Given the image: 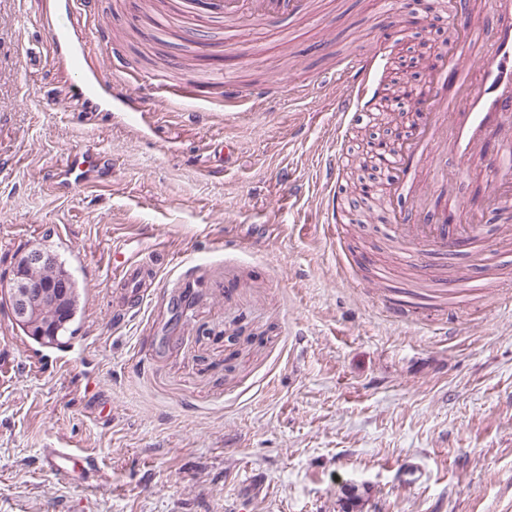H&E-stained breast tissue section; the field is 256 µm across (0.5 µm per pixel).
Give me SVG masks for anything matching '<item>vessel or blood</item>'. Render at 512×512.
Listing matches in <instances>:
<instances>
[{
	"mask_svg": "<svg viewBox=\"0 0 512 512\" xmlns=\"http://www.w3.org/2000/svg\"><path fill=\"white\" fill-rule=\"evenodd\" d=\"M216 18L248 17L276 20L295 17L307 12L309 0H208ZM457 29L452 43L442 51L441 67L419 98L421 118L415 130L389 159L385 168L394 175L388 200L392 204L391 221L400 226L407 247L404 259L417 267L420 277L433 278L434 270L427 259L433 255L454 253L462 243L473 245L484 265H494L499 250L488 251L483 246L486 228L469 223L473 208L470 201L448 202V178L439 162L441 133H448L449 144L460 167L458 177L474 171L486 174V197L494 204L512 205V0H485L483 9L470 7L469 0H456L449 9ZM493 24L494 39L481 55L474 56L473 41L476 24ZM477 57L475 66L465 67L464 61ZM64 67L85 72V94L97 97L108 90L118 108L130 109L131 96L119 86L105 88L97 70L89 69L83 49L70 51L62 59ZM379 55L347 58L340 71L346 87L340 95L338 109L343 114L369 111L375 108L380 95L373 87L372 75L380 66ZM416 187L431 189L430 221L414 224L397 203ZM112 276L129 289L131 296L144 297L143 284L155 278L145 256L114 252ZM44 462L49 469L72 474L88 472L86 457L69 451L65 444L48 447Z\"/></svg>",
	"mask_w": 512,
	"mask_h": 512,
	"instance_id": "obj_1",
	"label": "vessel or blood"
}]
</instances>
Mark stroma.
Here are the masks:
<instances>
[{"label":"stroma","mask_w":512,"mask_h":512,"mask_svg":"<svg viewBox=\"0 0 512 512\" xmlns=\"http://www.w3.org/2000/svg\"><path fill=\"white\" fill-rule=\"evenodd\" d=\"M63 0H0V282L46 244L73 270L84 308L73 345L91 369L0 306V512H512V257L485 274L469 251L448 265L485 287L463 309L398 265L387 209L360 223L358 189L379 112L343 118L345 57L384 48L381 82L418 51L388 0H310L290 20L216 24L146 0H75L74 42L106 26L136 74L193 83L204 101L149 88L137 128L84 76L57 63L42 25ZM244 93L305 86L261 108ZM232 155H225V146ZM98 156L82 189L63 163ZM349 227L327 232L325 170ZM150 252L157 282L118 304L112 249ZM174 263H166V255ZM392 269L374 279L376 266ZM389 299L417 318L395 321ZM95 463L92 485L45 470L51 438Z\"/></svg>","instance_id":"stroma-1"}]
</instances>
